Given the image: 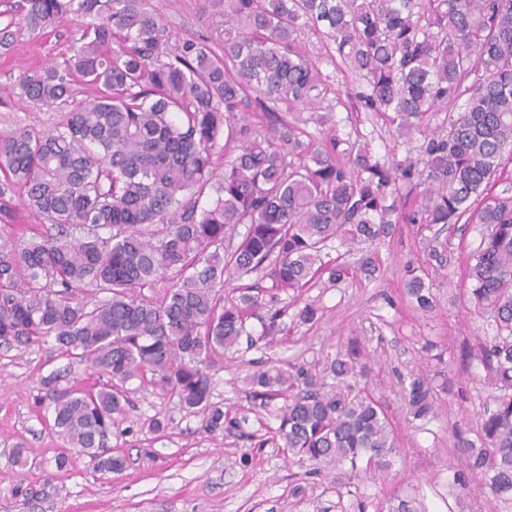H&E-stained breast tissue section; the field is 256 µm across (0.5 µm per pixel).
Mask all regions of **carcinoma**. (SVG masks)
I'll return each instance as SVG.
<instances>
[{"label":"carcinoma","mask_w":512,"mask_h":512,"mask_svg":"<svg viewBox=\"0 0 512 512\" xmlns=\"http://www.w3.org/2000/svg\"><path fill=\"white\" fill-rule=\"evenodd\" d=\"M205 2L224 11V29L173 48L154 0H16L0 11L5 51L18 24L34 32L69 13L89 19L69 63L20 78L28 99L71 109L51 130L0 136V341L52 338L85 364L90 385L42 379L53 429L119 472L124 458L109 440L131 405L127 382L177 397L212 434H232L240 423L210 402L212 376L252 315L265 312L259 340L269 345L288 314L275 306L279 292L349 275L323 261L332 243L464 218L481 227L466 277L488 319L477 359L496 395L477 440L455 431L466 461L455 484L468 496L478 482L487 512H501L512 505V195L492 189L512 163V0ZM308 25L366 81L362 110L388 118L416 161L382 162L359 139L341 150L334 134L314 143L301 111L327 117ZM81 85L96 96L77 100ZM256 108L263 118L252 122ZM435 111L448 116L429 129ZM473 196L483 205L472 211ZM18 198L40 218L27 236L16 235ZM407 293L432 307L421 276ZM319 320L312 303L292 316ZM370 372L355 337L322 361L259 366L246 393L279 420L273 439L310 473L346 466L350 480L374 478L398 447ZM400 386L406 414L429 423L445 386L415 371Z\"/></svg>","instance_id":"cac0c4a2"}]
</instances>
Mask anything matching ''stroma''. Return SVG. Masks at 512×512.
I'll list each match as a JSON object with an SVG mask.
<instances>
[{
	"label": "stroma",
	"instance_id": "obj_1",
	"mask_svg": "<svg viewBox=\"0 0 512 512\" xmlns=\"http://www.w3.org/2000/svg\"><path fill=\"white\" fill-rule=\"evenodd\" d=\"M168 28L170 43L223 29L224 18L204 0H155ZM83 25L70 14L42 31H22L10 51L0 52V135L18 128H53L65 109L27 99L19 77L47 64H64ZM328 88L330 124L338 139L363 135L375 158L404 160L407 147L395 146L392 129L374 112L353 108L363 80L343 72L333 50L314 34H306ZM448 243V263L436 270L429 255L434 240ZM474 224L393 225L386 237L354 249L334 245L329 259L351 268V275L333 288L314 287L281 294L282 304L297 308L316 303L322 312L314 326L284 320L283 333L270 348H253L225 358L213 377L211 401L241 421V429L216 437L202 415L187 412L178 398L150 384L129 381L133 408L112 428V452L125 460L118 474L100 473L89 456L66 450L50 430L52 410L41 380L59 375L62 383H82L88 375L78 360L62 354L54 340L26 348L0 346V512H341L336 473L309 475L308 464L272 442L273 417L256 412L246 398L242 379L254 363L270 360L311 361L365 337L374 352L372 382L390 416L399 442L385 480L362 484L369 497L367 512H387L396 495L415 497L421 512H484L482 498H459L453 476L463 466L455 451V431L475 438L479 417L490 401L484 370L476 354L486 332L483 318L470 304L466 288L467 254L478 245ZM375 258L373 276L360 270ZM426 271L425 284L433 307L419 309L406 293L410 270ZM433 342L443 363L428 359L422 347ZM425 376L443 373L447 390L440 392L438 416L428 424L410 421L401 399L399 377L412 369ZM160 419L165 428L153 432ZM265 445H258L260 437ZM28 458L25 468L12 467L15 448ZM68 454L64 469L56 459Z\"/></svg>",
	"mask_w": 512,
	"mask_h": 512
}]
</instances>
